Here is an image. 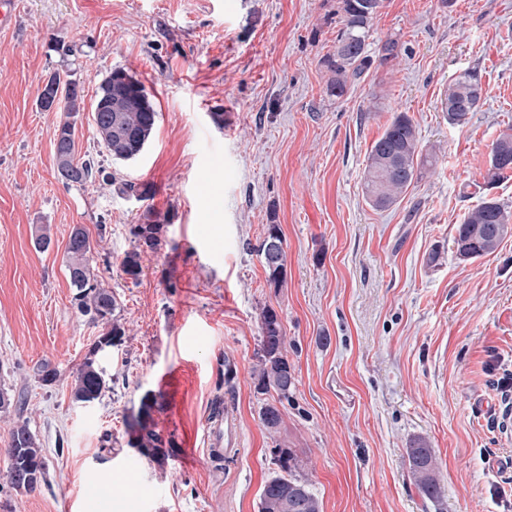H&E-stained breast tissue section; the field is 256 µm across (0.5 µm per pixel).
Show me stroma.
<instances>
[{
  "mask_svg": "<svg viewBox=\"0 0 512 512\" xmlns=\"http://www.w3.org/2000/svg\"><path fill=\"white\" fill-rule=\"evenodd\" d=\"M0 28V512H75L97 483L116 491L97 512H258L290 448L322 512H512V237L460 258L453 243L481 201L488 154L512 128V0H384L370 45L407 47L341 99L323 60L342 26L336 0H16ZM132 74L157 112L143 153L107 157L90 114L78 153L107 179L57 176L65 115L41 110L44 78L69 71L93 102L113 69ZM477 69L482 99L449 123V84ZM407 113L427 168L396 204L363 193L373 143ZM146 183L149 200L120 193ZM163 226L141 273L122 269L136 225ZM280 225L286 266L271 286L259 246ZM92 243L95 278L112 289L125 334L83 316L66 271L74 226ZM47 228L51 248L34 240ZM273 308L295 387L271 435L256 393L259 313ZM96 356L110 388L82 404L74 374ZM50 363L52 387L35 369ZM154 395L165 456L130 445L128 422ZM234 425L232 450L204 453L209 410ZM27 423L46 480L6 482L10 431ZM432 448L440 500L414 485L408 449ZM135 476L139 496L125 492Z\"/></svg>",
  "mask_w": 512,
  "mask_h": 512,
  "instance_id": "stroma-1",
  "label": "stroma"
}]
</instances>
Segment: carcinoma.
Masks as SVG:
<instances>
[{
    "label": "carcinoma",
    "instance_id": "cac0c4a2",
    "mask_svg": "<svg viewBox=\"0 0 512 512\" xmlns=\"http://www.w3.org/2000/svg\"><path fill=\"white\" fill-rule=\"evenodd\" d=\"M384 0H338L343 28L336 37V46L324 59L328 72L326 93L340 99L351 84L371 69L373 64L392 67L401 55L402 44L390 38L375 51L368 49L367 39L372 21L383 7ZM52 85L60 88L64 111L75 117L85 111V100L79 84L70 75L56 71L48 77ZM481 82L477 70H466L449 86L443 100V111L454 124L464 123L468 115L476 111L481 101ZM96 100L103 103V112L94 123L96 137L105 150L117 161L134 160L144 151L154 129L157 111L145 87L123 69L111 71L100 83ZM64 133L57 141L60 150L76 149L75 124L67 121L59 126ZM433 155L423 154L416 127L407 114L393 116L384 133L372 145L363 176V189L367 200L377 209H386L395 204L408 188L421 177V169L432 164ZM512 172V133H502L493 142L486 170V183L492 185L507 173ZM103 173L92 158L80 162L78 168L65 177L74 185L91 183ZM161 225L140 224L136 227L141 250L154 251L160 244ZM512 234V210L494 198L483 197L481 202L469 210L454 238L456 252L463 258H476L491 254L501 242ZM259 252L264 260L269 284L278 288L283 283L286 253L280 225L269 224ZM91 242L87 233L82 238H70L66 247V269L72 287L76 288V300L80 312L91 320H106L113 316L117 300L112 289L95 282L90 264ZM126 275L135 279L141 272L140 250L128 253L122 263ZM124 334L116 323L99 336L91 356L86 358L74 377L72 396L75 401L91 403L99 399L108 389L105 373L100 368L96 353L100 343L115 342ZM283 325L275 310L266 308L260 313L259 348L253 378L257 392L273 391L278 399H288L294 388V368L288 361L285 350ZM154 399H142L137 415L130 423L133 447L152 448V457H157L163 444L161 435L155 430L152 411ZM260 420L270 433L279 431L282 415L274 404H267ZM7 483L16 491H32L45 480L43 449L27 424L13 428L10 448ZM410 476L418 490L426 497L441 498L442 489L435 477L436 459L431 450L419 445L408 449ZM278 467L264 484L259 495L258 512H322V504L301 478V468L295 451L278 448L275 452ZM28 471L32 477L26 484L18 483L13 475L16 471Z\"/></svg>",
    "mask_w": 512,
    "mask_h": 512
}]
</instances>
